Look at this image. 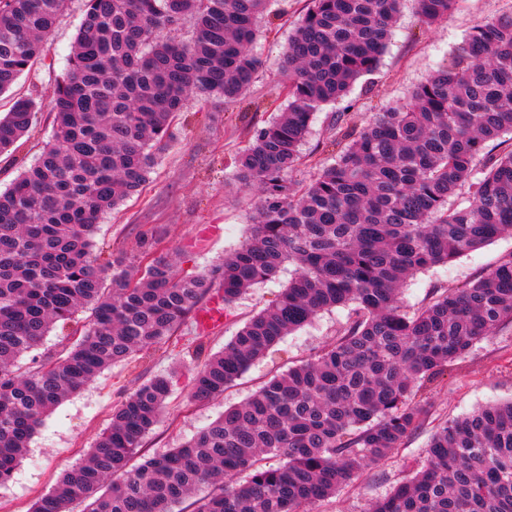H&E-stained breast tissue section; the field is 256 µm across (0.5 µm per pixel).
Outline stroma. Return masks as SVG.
Instances as JSON below:
<instances>
[{
    "mask_svg": "<svg viewBox=\"0 0 512 512\" xmlns=\"http://www.w3.org/2000/svg\"><path fill=\"white\" fill-rule=\"evenodd\" d=\"M307 7L308 0H275V13L255 48L263 66L249 95L252 109L245 111L220 99H188L186 111L176 118L172 138L143 189L98 224V247L132 265L139 256L141 235L148 232L167 248L176 272L201 273L249 237L247 217L257 194L235 181L231 163L247 148L252 127L271 122L287 105L278 70L281 52ZM510 12L512 0H458L446 20L429 28L421 23L414 0H404L378 71L357 80L342 100L314 115L303 153H312L328 136L337 113L348 112L355 124L364 125L375 112L404 101L477 25ZM83 18V0H70L46 39L41 57L10 92L0 95L1 117L16 97L31 98L44 106L49 103ZM52 125V112H38L35 125L16 149L0 154L1 191L41 153ZM206 225L214 231L204 239L200 232ZM510 258L512 233L450 265L417 273L403 288L404 306L416 311L437 292L463 287ZM291 275V269H283L275 279L250 290L228 308L223 325L215 331L198 335L194 320H186L149 356L132 366L105 369L86 389L67 398L45 417L12 480L0 488V512H31L36 499L51 491L61 474L83 458L109 426L114 405L142 381L172 371L179 375L166 412L143 441L140 454L147 457L176 447L215 420L225 407L247 399L271 376L310 361L333 344L349 320L348 308L323 311L286 336L223 396L202 406L188 403L191 363L184 350L198 345L207 355L223 350L251 316L277 299ZM430 397L437 420H453L512 399V325L481 340L450 365ZM427 441V434H419L406 447L365 468L336 497L316 504L313 512H367L372 501L388 493L423 459Z\"/></svg>",
    "mask_w": 512,
    "mask_h": 512,
    "instance_id": "35a3bbf8",
    "label": "stroma"
}]
</instances>
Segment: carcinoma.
<instances>
[{
    "label": "carcinoma",
    "mask_w": 512,
    "mask_h": 512,
    "mask_svg": "<svg viewBox=\"0 0 512 512\" xmlns=\"http://www.w3.org/2000/svg\"><path fill=\"white\" fill-rule=\"evenodd\" d=\"M69 0H0V94L43 52ZM404 0H310L280 68L288 105L256 128L235 160L258 191L250 236L203 274L173 272L142 236L136 271L102 257L98 220L138 193L189 95L243 99L269 0H85L49 111V142L0 192V487L47 414L104 369L169 339L214 288L229 306L285 267L279 299L224 346L195 357L188 397L209 402L320 312L351 322L314 359L272 377L176 448L132 469L172 393L155 376L113 409L86 457L32 512H309L365 467L423 430L418 393L448 365L512 324V258L409 313L401 290L512 231V13L484 21L402 102L357 128L349 114L321 146L305 183L290 179L315 112L373 73ZM421 22L457 0H415ZM191 18V39L176 35ZM18 98L0 119V152L36 122ZM467 195L458 204L450 199ZM87 309L71 346L31 358ZM280 459L261 464L262 456ZM370 512H512V400L441 421L412 476Z\"/></svg>",
    "instance_id": "carcinoma-1"
}]
</instances>
